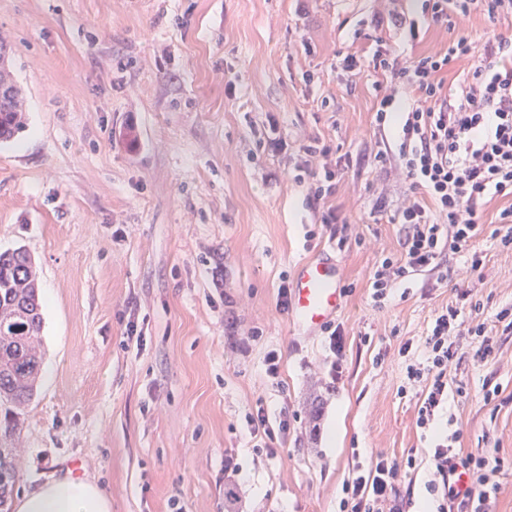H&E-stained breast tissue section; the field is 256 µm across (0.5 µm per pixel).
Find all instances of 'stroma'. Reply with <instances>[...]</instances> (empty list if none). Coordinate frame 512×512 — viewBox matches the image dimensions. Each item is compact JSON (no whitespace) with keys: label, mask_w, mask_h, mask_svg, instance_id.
<instances>
[{"label":"stroma","mask_w":512,"mask_h":512,"mask_svg":"<svg viewBox=\"0 0 512 512\" xmlns=\"http://www.w3.org/2000/svg\"><path fill=\"white\" fill-rule=\"evenodd\" d=\"M420 0H0V47L23 90L27 127L0 143V252L24 248L43 324L37 392L23 408L12 500L52 478H93L112 512H338L358 458L415 456L399 491L433 512L431 437L406 356L422 357L437 309L482 321L512 306V248L478 238L469 281L412 272L382 308L370 275L399 254L392 215L409 192L374 161L397 145L376 111L390 79L371 51L400 59L446 49L512 17L474 14L410 38ZM360 54V71L337 68ZM287 146L271 150V139ZM319 139L340 166L324 205L303 173ZM350 242L308 239L325 207ZM362 235V244L353 235ZM327 250L345 297L343 372L325 333L306 335L277 307L283 275ZM138 334L127 337V323ZM448 367L435 432L463 451L512 460V335L493 358ZM281 358L265 373L268 352ZM510 403L483 400L484 380ZM466 383L469 396L455 389ZM295 415L275 453L247 415Z\"/></svg>","instance_id":"35a3bbf8"}]
</instances>
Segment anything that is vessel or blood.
Wrapping results in <instances>:
<instances>
[{
    "instance_id": "vessel-or-blood-1",
    "label": "vessel or blood",
    "mask_w": 512,
    "mask_h": 512,
    "mask_svg": "<svg viewBox=\"0 0 512 512\" xmlns=\"http://www.w3.org/2000/svg\"><path fill=\"white\" fill-rule=\"evenodd\" d=\"M336 263L318 255L297 266L290 285V312L296 326L321 331L342 308L345 295Z\"/></svg>"
}]
</instances>
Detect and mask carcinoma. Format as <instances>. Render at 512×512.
Here are the masks:
<instances>
[{"label":"carcinoma","instance_id":"1","mask_svg":"<svg viewBox=\"0 0 512 512\" xmlns=\"http://www.w3.org/2000/svg\"><path fill=\"white\" fill-rule=\"evenodd\" d=\"M25 100L0 55V141L25 129ZM42 313L32 261L23 249L0 252V512L15 477L14 435L21 408L34 395L39 361L33 344Z\"/></svg>","mask_w":512,"mask_h":512}]
</instances>
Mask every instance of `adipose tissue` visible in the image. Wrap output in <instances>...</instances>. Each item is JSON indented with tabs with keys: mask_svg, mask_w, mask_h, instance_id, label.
<instances>
[{
	"mask_svg": "<svg viewBox=\"0 0 512 512\" xmlns=\"http://www.w3.org/2000/svg\"><path fill=\"white\" fill-rule=\"evenodd\" d=\"M16 512H112V497L93 479L66 474L23 495Z\"/></svg>",
	"mask_w": 512,
	"mask_h": 512,
	"instance_id": "adipose-tissue-1",
	"label": "adipose tissue"
}]
</instances>
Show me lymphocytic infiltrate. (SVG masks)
<instances>
[{
    "mask_svg": "<svg viewBox=\"0 0 512 512\" xmlns=\"http://www.w3.org/2000/svg\"><path fill=\"white\" fill-rule=\"evenodd\" d=\"M473 13L492 20L512 16V0H422V20L409 30L417 32L423 23L452 28ZM465 59L470 68L457 85L447 84L444 74L451 62ZM372 63L418 97L416 107L399 117V148L387 146L374 156L379 164H396L410 183L393 216L402 227L401 251L383 258L370 280L371 298L378 305L399 278L439 268L443 252L465 255L467 271L482 267L485 256L474 247L482 233L502 246L512 245V38L491 31L478 44L461 37L446 50L405 61L378 49ZM495 197L508 205L488 230L481 222L483 208ZM508 333L511 307L476 323L466 322L453 305L435 313L423 362L407 367L408 380L423 386L417 427H429L448 400V364L458 355V343L478 340L476 355L485 360L495 352V336ZM432 465L428 489L439 500L436 512H493L507 460L455 452L442 442ZM415 466L414 456L398 461L382 454L357 465L342 485L339 512H405L397 485Z\"/></svg>",
    "mask_w": 512,
    "mask_h": 512,
    "instance_id": "1",
    "label": "lymphocytic infiltrate"
}]
</instances>
